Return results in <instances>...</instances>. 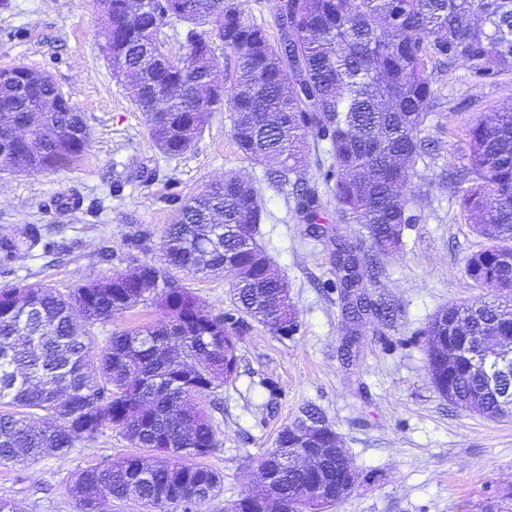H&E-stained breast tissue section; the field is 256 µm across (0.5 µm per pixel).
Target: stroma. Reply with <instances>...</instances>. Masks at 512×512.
<instances>
[{
	"instance_id": "35a3bbf8",
	"label": "stroma",
	"mask_w": 512,
	"mask_h": 512,
	"mask_svg": "<svg viewBox=\"0 0 512 512\" xmlns=\"http://www.w3.org/2000/svg\"><path fill=\"white\" fill-rule=\"evenodd\" d=\"M105 16L95 0H7L0 8V68L47 72L83 112L88 144L82 159L54 173L0 172V227L39 224L64 252L36 249L0 271V286L48 283L66 290L128 269L161 263L164 231L178 207L207 183L234 172L251 180L267 218L258 241L288 284L299 312L295 336L250 323L237 342L238 371L205 400L217 447L208 465L224 477L221 494L202 512H224L242 492L262 488L257 458L276 446L303 408H318L335 430L357 478L327 512H476L512 493V417L484 418L453 406L432 386L416 333L452 302L484 303L492 294L463 276L467 256L483 244L462 219L442 171L459 165L466 131L512 101V74L480 81L463 66L438 68L436 103L425 134L432 155L415 164L420 219L403 250L382 257L373 287L399 308L394 327L367 323L353 360L329 277L325 240L308 235L287 190L265 180L270 164L244 158L232 137L231 108L212 113L188 154L168 158L153 147L145 118L101 49ZM79 195L80 209L60 208ZM142 234L140 248L129 239ZM111 261L98 257L100 248ZM132 448L115 428L89 446L0 467V499L23 512H78L70 485L76 472L105 465Z\"/></svg>"
}]
</instances>
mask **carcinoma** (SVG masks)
I'll return each mask as SVG.
<instances>
[{
  "mask_svg": "<svg viewBox=\"0 0 512 512\" xmlns=\"http://www.w3.org/2000/svg\"><path fill=\"white\" fill-rule=\"evenodd\" d=\"M177 0H112L108 56L124 65L129 95L143 112L156 147L169 157L186 154L204 133L224 99L205 92L217 13L219 40L234 56L230 85L233 138L247 159H275L267 174L276 187L292 184L294 214L315 236L328 233L326 203L332 197L343 224L362 225L381 253L403 249L405 228L418 221L411 187L415 163L426 150V122L434 108L433 66L462 65L478 79L512 72V0H282L280 39L248 23L236 0H192L185 22L184 52L170 67L155 69L164 42L158 19ZM64 94L52 79L22 90L0 84V134L21 172H54L83 155L88 130L78 110L62 112ZM326 146L328 162L304 177L311 144ZM465 162L444 174L460 214L488 244L465 261L473 285L493 291L481 305L451 303L434 313L419 336L438 393L455 368L461 399L487 418L503 416L495 392L484 390V373L458 368L454 350L496 336H512V103L467 129ZM265 217L255 187L235 173L206 184L177 210L163 240L166 269L150 261L128 271L80 284L63 293L49 284L0 287V466L68 453L118 428L148 455H129L78 474L72 493L80 512H97L105 498L137 501L166 512H200L218 496L224 479L200 459L216 447L204 399L237 373V337L245 318L279 331L288 319L300 326L292 300L282 295L258 242ZM334 278L345 335H358L373 318L394 322L395 310L371 299L377 261L331 235ZM55 249L41 225L19 233L0 229V266L22 250ZM244 277L227 281L232 309L209 314L187 287L170 276L226 277L224 257ZM140 304L159 307L165 322L115 332L97 350L90 327L107 323ZM289 427L277 448L257 460L278 470L280 501L289 512H308L303 488L331 476L336 460L304 464L288 449Z\"/></svg>",
  "mask_w": 512,
  "mask_h": 512,
  "instance_id": "obj_1",
  "label": "carcinoma"
}]
</instances>
